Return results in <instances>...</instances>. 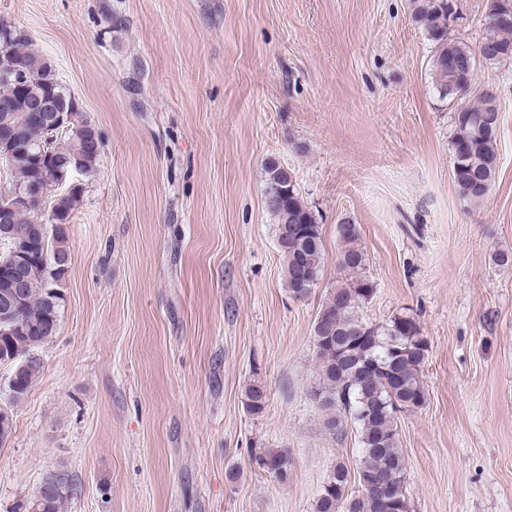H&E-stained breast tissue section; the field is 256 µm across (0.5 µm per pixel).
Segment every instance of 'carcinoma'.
Masks as SVG:
<instances>
[{
  "instance_id": "obj_1",
  "label": "carcinoma",
  "mask_w": 512,
  "mask_h": 512,
  "mask_svg": "<svg viewBox=\"0 0 512 512\" xmlns=\"http://www.w3.org/2000/svg\"><path fill=\"white\" fill-rule=\"evenodd\" d=\"M412 18L431 44L430 70L433 87L442 100L453 106L450 145L452 179L459 197L479 205L486 186L495 183L497 135L501 112L494 94L481 92L463 105L462 96L474 90V73L452 68L451 61L477 64L475 47L450 36L457 19L453 0H409ZM498 46L487 64L512 59V27L483 34ZM8 52L30 75L27 97L50 103L66 96V111L73 114L69 128L47 131L40 142L12 143L0 140V153L9 160L16 184L44 185L45 203L52 222L35 220L32 208L13 213L23 235L19 246L0 247V360L20 355L14 373L11 397L19 400L32 388L42 370L39 347L57 331L64 307L62 280L68 271V224L82 199L83 187L73 182L76 174L97 169L101 133L80 116L71 91L57 78L51 64L29 48L20 33L6 34L0 26V55ZM0 105L8 108L10 123L24 120V100L17 95L11 76L0 74ZM264 203L276 224L284 258V276L289 293L297 299L309 295L323 270L324 243L321 225L304 203L295 179L274 161L265 165ZM338 231L339 267L349 275L322 303L313 326V345L319 371L313 397L324 410V429L343 431V418L355 425L361 456L356 466L360 488L349 491L351 474L342 463L329 472L313 506L314 512H409L406 496V464L398 446L399 414L419 408L426 401L421 368L428 352L415 319L406 313L394 315L384 324H373L361 316L372 299L375 284L367 275L368 258L360 244L357 225ZM267 393L260 384L246 390V407L252 414L265 410ZM255 461L281 483L288 481L291 463L282 450H265ZM77 485L66 470L45 478L29 503L28 512H62L65 501L76 494Z\"/></svg>"
}]
</instances>
